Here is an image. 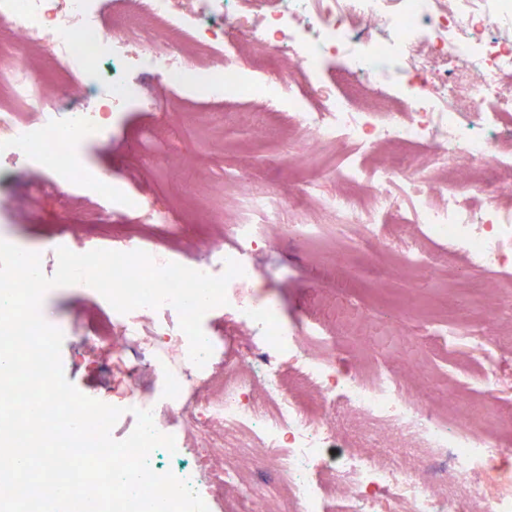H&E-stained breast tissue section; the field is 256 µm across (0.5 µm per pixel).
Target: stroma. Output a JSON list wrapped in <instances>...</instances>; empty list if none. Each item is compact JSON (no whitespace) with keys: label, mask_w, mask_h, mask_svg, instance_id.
<instances>
[{"label":"stroma","mask_w":512,"mask_h":512,"mask_svg":"<svg viewBox=\"0 0 512 512\" xmlns=\"http://www.w3.org/2000/svg\"><path fill=\"white\" fill-rule=\"evenodd\" d=\"M26 65L42 75L41 95L71 94L44 52L29 51ZM112 75L138 83L142 97L113 106L107 126L76 142L74 156L88 174L109 175L120 192L139 197L146 208L166 210L167 224L141 223L119 202L88 185L62 183L34 161L4 160L0 239L38 252L48 276L57 269L62 244L82 254L131 241L191 268L236 248L235 228L251 198L266 196L274 217L264 243L246 254L258 271L249 295L275 301L281 319L298 334L308 311L317 310L325 334L336 340L337 357L352 373L370 366L403 377L411 358L426 382L452 392L449 411L477 414L491 407L512 422V293L499 276L475 270L464 252L446 258L437 243L427 255L428 271L420 273L403 269L384 248L367 251L353 231L336 242L292 240L289 225L335 223L317 199L340 190L334 169L349 150L322 145L298 161V134L288 127L292 105L275 83H267L265 99L256 100L177 88L159 74L142 73L131 60L117 64ZM309 181L317 184L316 196L300 193ZM42 308L63 333L66 378L93 399L120 401L129 378L87 325L94 314L111 316V304L80 285L50 289ZM449 322L462 334L492 336L497 343L448 346L441 332ZM202 330L224 342L215 356L219 372L254 343L253 330L220 306L204 316ZM488 359L497 376L476 386L474 373Z\"/></svg>","instance_id":"stroma-1"}]
</instances>
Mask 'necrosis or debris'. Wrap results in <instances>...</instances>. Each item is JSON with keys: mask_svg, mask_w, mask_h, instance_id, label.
<instances>
[{"mask_svg": "<svg viewBox=\"0 0 512 512\" xmlns=\"http://www.w3.org/2000/svg\"><path fill=\"white\" fill-rule=\"evenodd\" d=\"M127 2L138 22L116 36L96 0H0V25L11 32L0 38V96L12 101L0 108V157L43 164L48 155L61 154L60 175L86 179L69 156V135L102 129L103 112L113 101L133 97L135 89L117 80L89 87L83 79L128 49L137 50L143 69L183 86L209 76L206 65L188 63L187 43L205 45L211 56L221 54L228 35L286 44L295 49L291 65H272L269 74L289 96L309 102L289 113V122L314 143L349 142L354 156L337 165L336 178L364 185L375 200L366 214L351 196L325 197L335 223L293 224L290 235L309 242L357 225L368 246L387 241L409 268L423 267L430 240L467 253L481 270L499 272L512 264V192L499 178L502 169L512 170V24L494 21L493 0H182L178 13L173 0ZM30 45L50 54L79 94L65 105L40 98L35 107L45 119L22 123L15 110L33 107L30 93L41 82L23 61ZM336 53L345 55L358 83L341 96L335 83L321 77L327 57ZM86 95L91 104L83 103ZM386 140L408 144L412 155L395 167L363 166L362 157ZM462 158L480 175L466 189L446 190L436 174ZM440 194L446 203L433 204ZM395 211L409 213L422 234L388 239L384 217ZM238 233L243 249L226 256L242 263L245 274L229 282L227 307L255 329L264 373L243 357L212 381V363L199 368L190 362L183 331L163 322L146 326L137 309L117 312L99 340L111 341L116 327L139 344L141 354L181 365L162 373L153 392L131 386L127 407L151 411L156 428L178 438L183 426L159 415L185 404L186 424L201 428L209 447L223 448L225 438L234 436L244 446L263 448L296 512H326L329 500L337 512H439L436 489L451 478L462 481L464 491L449 492V503L466 512H512V471L501 467L500 449L490 447L479 425L465 417L443 421L422 393L393 374L366 381L335 361L311 358L309 337L291 332L272 302L239 300L240 288L257 277L244 252L257 249L264 235L259 224L240 225ZM286 370L292 375L288 387L282 383ZM311 393L321 407L310 405ZM338 395L366 427L416 449L426 473L365 450L326 464L322 449L335 432L326 406ZM149 463L155 472L189 481L210 508L228 486L242 488L238 512H260L269 498L241 485L236 468L190 460L180 450L154 449Z\"/></svg>", "mask_w": 512, "mask_h": 512, "instance_id": "necrosis-or-debris-1", "label": "necrosis or debris"}]
</instances>
